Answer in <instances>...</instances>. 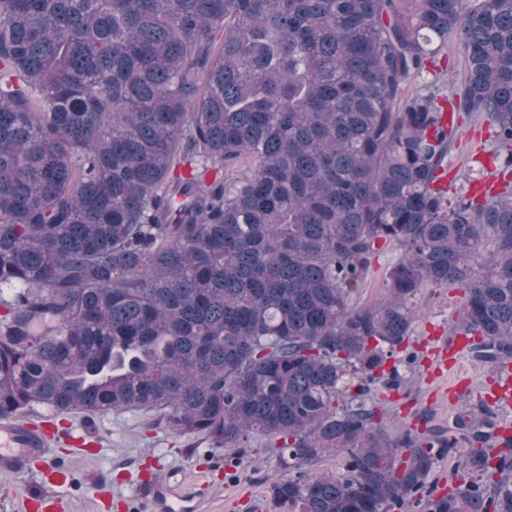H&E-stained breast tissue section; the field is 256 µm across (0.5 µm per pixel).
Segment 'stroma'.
<instances>
[{"mask_svg":"<svg viewBox=\"0 0 512 512\" xmlns=\"http://www.w3.org/2000/svg\"><path fill=\"white\" fill-rule=\"evenodd\" d=\"M454 123L460 126L462 136L448 156L444 183L449 201L484 182L501 188L504 176L493 160L491 121L483 115L458 114ZM412 307V347L421 359L412 385L388 394L384 423L392 430L421 432L447 427L457 412L475 408L479 400L489 398L498 377L494 368L466 354L440 378L433 377L427 366L425 358L435 340L451 336L460 313V290L422 289ZM28 416L51 422L55 431L51 451L71 463L73 481L53 490L63 512H95L100 494L116 498L110 512H123L120 499L138 492L135 473H147L157 466L178 474L184 491L201 493V512H275L271 485L285 470L266 440H251L240 456L205 436L174 433L155 412L111 411L88 417L36 406ZM84 425L92 427L98 446L97 454L90 458L73 451L72 436Z\"/></svg>","mask_w":512,"mask_h":512,"instance_id":"stroma-1","label":"stroma"}]
</instances>
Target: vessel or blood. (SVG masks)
Instances as JSON below:
<instances>
[{"instance_id": "obj_1", "label": "vessel or blood", "mask_w": 512, "mask_h": 512, "mask_svg": "<svg viewBox=\"0 0 512 512\" xmlns=\"http://www.w3.org/2000/svg\"><path fill=\"white\" fill-rule=\"evenodd\" d=\"M466 339L456 336L451 344L435 347L431 361L438 371H446L450 361L464 351ZM50 430L19 420L14 416L0 417V474L17 479L39 473L44 486L66 484L71 471L63 459L50 453ZM144 492L134 499L123 500L125 512H197L199 503L195 496L181 493L176 474L161 478L151 476L143 480Z\"/></svg>"}]
</instances>
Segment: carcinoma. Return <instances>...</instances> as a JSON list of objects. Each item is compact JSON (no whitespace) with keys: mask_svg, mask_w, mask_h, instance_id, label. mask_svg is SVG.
<instances>
[{"mask_svg":"<svg viewBox=\"0 0 512 512\" xmlns=\"http://www.w3.org/2000/svg\"><path fill=\"white\" fill-rule=\"evenodd\" d=\"M449 111L487 116L512 168V0H0V416L262 437L288 512H512L492 403L383 424L423 288L460 289L453 334L512 364V185L446 203ZM440 64L445 69L447 63L448 76V94L452 89H456L461 84L464 77L465 60L462 52L459 50V44L454 36L448 37L447 60L444 54L439 55ZM398 257V251H386L372 261L367 284L361 296L362 303H372L382 296L385 273ZM456 473L458 476L468 473L465 467V453L462 451L448 454L439 459L436 467V476L440 488H448V476Z\"/></svg>","mask_w":512,"mask_h":512,"instance_id":"cac0c4a2","label":"carcinoma"}]
</instances>
